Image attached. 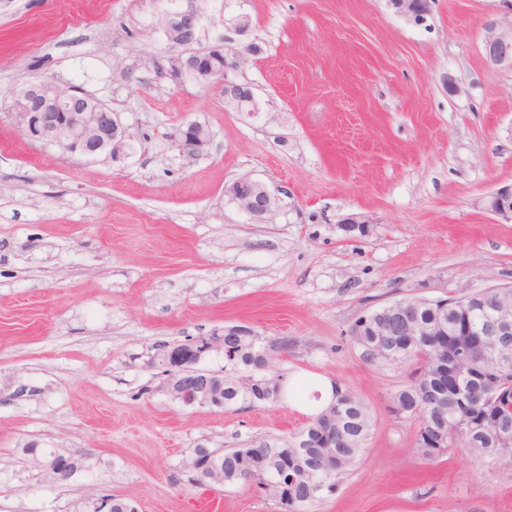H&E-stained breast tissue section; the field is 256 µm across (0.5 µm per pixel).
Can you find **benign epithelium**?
Segmentation results:
<instances>
[{"label": "benign epithelium", "mask_w": 512, "mask_h": 512, "mask_svg": "<svg viewBox=\"0 0 512 512\" xmlns=\"http://www.w3.org/2000/svg\"><path fill=\"white\" fill-rule=\"evenodd\" d=\"M394 12L414 22H421L429 10L428 0H389ZM201 17L194 9L166 15L164 27L168 39L176 45L192 47L195 32L200 28ZM484 54L493 65L512 67V31H490L484 41ZM193 73L204 85L224 83V101L242 110L254 105L251 89L241 84L223 81L221 71L214 68L204 71L189 56L177 58L173 73ZM19 126L33 140L54 144L70 153L85 158H96L103 153L118 155L129 146L130 136L119 124L112 111L89 97L70 83L40 82L19 91L17 112ZM211 136L200 123L186 125L179 139V150L187 158L202 155L210 144ZM239 207L253 219L260 221L275 203L273 194L257 181L239 179L228 189ZM485 209L502 219L512 221V183L500 186L484 197ZM420 300H400L390 307L403 315L402 327H416L421 335L427 326L415 315ZM494 325L493 335L499 340L487 351L493 366L512 362V309L491 308L486 314ZM224 349V337L200 336L181 345L166 355L170 368L168 391L185 406L213 403L223 382V376L195 369V365L214 350ZM32 459L52 474V478L65 481L71 476L72 467L66 462L51 465L40 458L37 451Z\"/></svg>", "instance_id": "benign-epithelium-1"}]
</instances>
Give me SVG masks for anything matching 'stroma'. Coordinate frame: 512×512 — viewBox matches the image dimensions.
Wrapping results in <instances>:
<instances>
[{"instance_id":"stroma-1","label":"stroma","mask_w":512,"mask_h":512,"mask_svg":"<svg viewBox=\"0 0 512 512\" xmlns=\"http://www.w3.org/2000/svg\"><path fill=\"white\" fill-rule=\"evenodd\" d=\"M221 84L174 77L167 0H0V512H283L249 484L195 487L198 448L283 445L298 401L186 407L163 346L245 326L286 341L285 385L322 376L365 402L359 462L303 512H512V464L460 449L425 458L392 411L410 370L369 359L360 316L401 299L512 283V223L483 197L512 183V67L488 64L512 0H429L422 23L388 0H182ZM246 26H239V19ZM61 80L116 112L136 148L93 160L31 140L16 92ZM205 125L191 160L178 129ZM260 181L253 222L227 192ZM367 236L346 235L349 214ZM71 456L57 483L28 446ZM187 54L177 58L172 70L175 76L191 72L204 85L212 83L223 84L224 77L221 75V70L211 68L209 71H204L199 69L196 60ZM224 101L233 105L238 110H243L244 108L254 106V95L249 87L230 83L224 79Z\"/></svg>"}]
</instances>
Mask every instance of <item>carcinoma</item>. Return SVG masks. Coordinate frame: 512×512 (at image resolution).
<instances>
[{
  "instance_id": "cac0c4a2",
  "label": "carcinoma",
  "mask_w": 512,
  "mask_h": 512,
  "mask_svg": "<svg viewBox=\"0 0 512 512\" xmlns=\"http://www.w3.org/2000/svg\"><path fill=\"white\" fill-rule=\"evenodd\" d=\"M510 300L497 289H481L446 305L430 301L420 308L419 315L440 332L388 337L392 361L411 368L409 383L394 395V413L418 421L417 445L424 456L461 448L480 459L504 458L506 451L497 443V436L498 431L512 428V364H488L485 346L493 337L476 335L475 325L484 319L488 305ZM388 327L394 324L386 317H360L350 335L368 351ZM262 346V338L247 327L239 335L224 337V390L219 393L223 406L250 408L275 402L274 392L256 368ZM461 351L471 374L462 400L444 394L447 367ZM368 431L365 403L338 391L334 402L283 447L208 449L203 457L206 467L194 472L193 483L226 487L249 482L260 488L264 478L281 476L288 483V495L279 500L281 508L300 512L336 490L339 476L360 457ZM327 442L335 455L323 475L322 488L316 489L302 483L301 477Z\"/></svg>"
}]
</instances>
